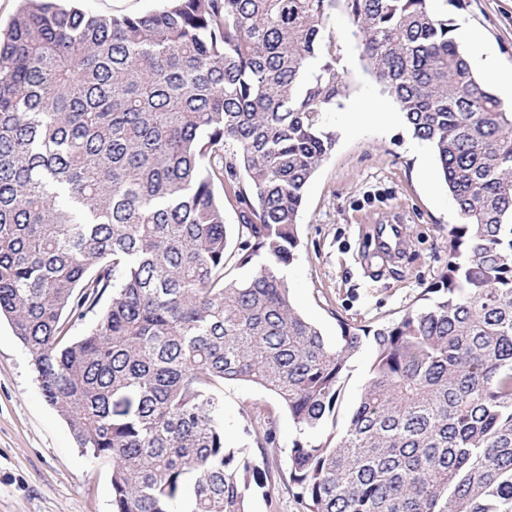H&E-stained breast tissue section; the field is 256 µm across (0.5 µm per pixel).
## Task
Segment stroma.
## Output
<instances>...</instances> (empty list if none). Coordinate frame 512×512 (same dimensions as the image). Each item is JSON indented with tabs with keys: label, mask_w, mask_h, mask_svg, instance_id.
<instances>
[{
	"label": "stroma",
	"mask_w": 512,
	"mask_h": 512,
	"mask_svg": "<svg viewBox=\"0 0 512 512\" xmlns=\"http://www.w3.org/2000/svg\"><path fill=\"white\" fill-rule=\"evenodd\" d=\"M448 15L478 29L499 70L512 72V0H461ZM328 29L349 93L342 108L322 115L336 145L307 186L302 246L288 284L296 309L332 343L340 321L386 324L420 306L448 262V228L459 216L432 150L396 105L383 114L366 110V99L379 92L359 59L349 15L336 12ZM351 112L357 124L349 123ZM388 224L405 227L404 245L389 262L373 254ZM221 394L229 446L278 469H287L294 443L328 436L300 431L270 394L249 383H225ZM251 403L270 408L271 423L245 415ZM268 430L275 437L270 453L263 450ZM111 472L109 462L79 448L44 397L30 353L0 318V512H112ZM248 512H303V504L284 478L272 498L254 490Z\"/></svg>",
	"instance_id": "1"
}]
</instances>
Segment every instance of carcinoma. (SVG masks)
<instances>
[{
    "mask_svg": "<svg viewBox=\"0 0 512 512\" xmlns=\"http://www.w3.org/2000/svg\"><path fill=\"white\" fill-rule=\"evenodd\" d=\"M437 2L168 0L115 17L23 0L0 35V316L81 448L112 463V512H245L277 471L226 446L220 386L253 384L319 430L365 347L346 424L288 455L306 512H512V108ZM338 10L459 223L428 303L343 322L331 344L277 269L336 145L321 115L348 90Z\"/></svg>",
    "mask_w": 512,
    "mask_h": 512,
    "instance_id": "obj_1",
    "label": "carcinoma"
}]
</instances>
